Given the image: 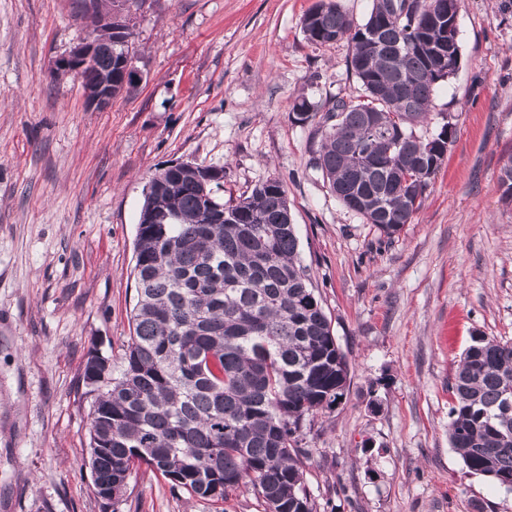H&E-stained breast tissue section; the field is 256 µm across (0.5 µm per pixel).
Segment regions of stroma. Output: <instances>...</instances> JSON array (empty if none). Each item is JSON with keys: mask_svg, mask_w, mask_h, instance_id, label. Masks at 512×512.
<instances>
[{"mask_svg": "<svg viewBox=\"0 0 512 512\" xmlns=\"http://www.w3.org/2000/svg\"><path fill=\"white\" fill-rule=\"evenodd\" d=\"M316 0H134L124 15L140 79L104 110L53 62L94 27L80 0H0V512H264L132 474L118 507L83 457L92 348L132 332L135 242L158 168L224 170L225 204L270 178L350 364L338 405L304 427L314 512H512V489L470 473L448 441L450 382L482 335L512 341V0H460V59L426 136L453 141L421 210L395 236L331 193L311 159L318 120L360 86L346 43L316 46Z\"/></svg>", "mask_w": 512, "mask_h": 512, "instance_id": "obj_1", "label": "stroma"}]
</instances>
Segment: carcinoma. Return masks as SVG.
Masks as SVG:
<instances>
[{
	"label": "carcinoma",
	"instance_id": "obj_1",
	"mask_svg": "<svg viewBox=\"0 0 512 512\" xmlns=\"http://www.w3.org/2000/svg\"><path fill=\"white\" fill-rule=\"evenodd\" d=\"M94 18L98 52L81 72L84 88L112 78L120 93L127 25ZM460 0H373L356 24L336 0H318L302 19L315 45L348 43L347 65L362 93L338 99L313 165L346 207L392 237L421 209L429 181L451 142L450 124L425 137L436 85L456 70L435 74L431 47L445 40L437 21ZM296 119L316 117L300 97ZM386 128L367 134V117ZM512 201V155L499 178ZM224 222L201 219L210 207ZM174 208L165 224H138L133 334L122 356H88L82 372L90 399L84 465L97 497L117 506L141 467L171 487L219 502L251 492L264 512H313L305 487L310 450L300 445L307 419L337 405L350 367L311 277L282 182L268 179L226 205L202 189L197 170L156 172L142 209ZM448 441L473 474L512 489V342L477 336L451 383Z\"/></svg>",
	"mask_w": 512,
	"mask_h": 512
}]
</instances>
